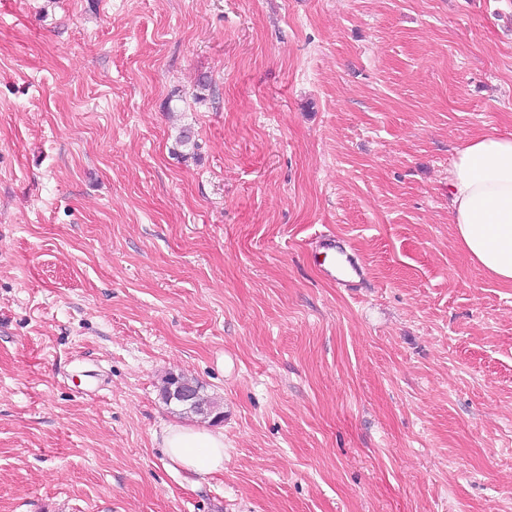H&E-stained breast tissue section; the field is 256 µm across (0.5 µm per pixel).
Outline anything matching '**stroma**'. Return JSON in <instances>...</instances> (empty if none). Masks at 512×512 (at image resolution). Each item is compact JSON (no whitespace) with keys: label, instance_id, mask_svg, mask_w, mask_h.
<instances>
[{"label":"stroma","instance_id":"stroma-1","mask_svg":"<svg viewBox=\"0 0 512 512\" xmlns=\"http://www.w3.org/2000/svg\"><path fill=\"white\" fill-rule=\"evenodd\" d=\"M491 131L512 0H0V512H512V287L448 200ZM341 253L346 256L345 262L341 263L337 269L336 266L326 268V275L336 281V283L344 288H356L364 279V268L355 262L341 248ZM177 376V378L185 383H191L194 385H197L200 388L201 393V405L202 407H189L186 405H195L197 404V399L199 397V388L196 386H183L178 385L174 391H171L172 397L176 399L181 404L180 405L174 400L169 402V395L170 392L168 390L167 385L171 383V379ZM162 396L164 401L169 404L172 402L176 405L181 407L182 413L181 414H190L195 415L201 419H211L212 423H215L219 421L223 415L222 412L219 411V404L216 402V400L212 397H210L208 394L205 393L204 387L202 384H200L196 379L187 377L185 375H173L169 374L166 376L163 380V386H162ZM168 459L190 476H205L224 469V434L183 425L168 427L162 436Z\"/></svg>","mask_w":512,"mask_h":512}]
</instances>
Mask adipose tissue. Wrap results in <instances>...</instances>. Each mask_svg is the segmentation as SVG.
Wrapping results in <instances>:
<instances>
[{
  "label": "adipose tissue",
  "mask_w": 512,
  "mask_h": 512,
  "mask_svg": "<svg viewBox=\"0 0 512 512\" xmlns=\"http://www.w3.org/2000/svg\"><path fill=\"white\" fill-rule=\"evenodd\" d=\"M458 246L487 275L512 286V135L487 133L467 141L448 182ZM168 459L192 476L224 468V435L183 425L162 436Z\"/></svg>",
  "instance_id": "adipose-tissue-1"
}]
</instances>
